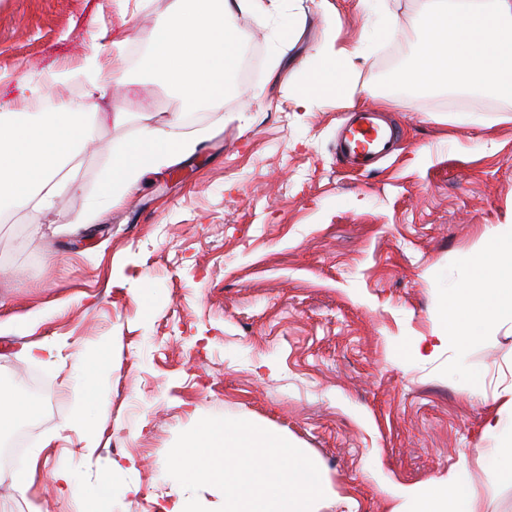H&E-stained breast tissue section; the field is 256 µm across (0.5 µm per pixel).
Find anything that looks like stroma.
<instances>
[{
	"label": "stroma",
	"instance_id": "obj_1",
	"mask_svg": "<svg viewBox=\"0 0 512 512\" xmlns=\"http://www.w3.org/2000/svg\"><path fill=\"white\" fill-rule=\"evenodd\" d=\"M174 0H0V113L18 79L63 67L71 76L33 96L29 112H62L89 89L77 70L96 26L127 125H98V146L76 160L75 189L45 215L0 212V389L46 398L22 460L0 471V512H162L173 479L166 455L205 417L254 420L318 463L357 512H387V482L418 486L493 444L494 396L512 385V330L414 356L432 338L441 289L460 258L512 222V114L487 95L405 96L394 83L420 51L423 0H278L263 18L233 17L256 65L233 76L223 101L185 105L142 64L149 35ZM397 17L379 31L378 12ZM304 19L289 43L293 16ZM360 100L296 109L329 31L353 46ZM401 106L379 103L380 95ZM373 109L401 134L397 150L363 171L336 150L354 111ZM206 129L193 155L149 175L93 224L69 223L99 194L112 150L156 113ZM41 344L51 355L30 356ZM97 370L95 449L76 419L88 400L76 362ZM52 447H43L46 437ZM378 475H370L374 464ZM30 488L19 495L12 474ZM72 473L78 495L53 476Z\"/></svg>",
	"mask_w": 512,
	"mask_h": 512
}]
</instances>
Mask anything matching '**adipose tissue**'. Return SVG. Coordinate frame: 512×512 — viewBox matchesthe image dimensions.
<instances>
[{
	"instance_id": "obj_1",
	"label": "adipose tissue",
	"mask_w": 512,
	"mask_h": 512,
	"mask_svg": "<svg viewBox=\"0 0 512 512\" xmlns=\"http://www.w3.org/2000/svg\"><path fill=\"white\" fill-rule=\"evenodd\" d=\"M255 0H174L169 19L155 24L144 65L170 86L185 104L223 98L226 80L240 63L233 35L234 10L253 9ZM419 25L426 49L397 82L406 91L447 87L486 93L512 106V0H424ZM362 47L335 48L325 42L310 69L308 88L299 108L311 109L324 97L355 101L359 94L356 60ZM122 57L104 60L102 46L92 42L81 70L95 95L72 105L67 118L52 120L41 112L0 114V206L49 213L55 199L73 185L62 171L82 145L94 142L90 119L96 100L111 94L103 77L121 68ZM172 114L144 124L137 136L112 155L97 200L76 216L87 224L101 208L136 191L143 177L192 155L202 134L179 130ZM462 282L447 289L435 309L439 347L466 351L496 328L512 325V224L498 225L478 247L463 254ZM499 411L486 426L495 444L474 468H458L426 486H387L389 512H486L497 488L512 484V387L498 393ZM486 477L477 484L473 470Z\"/></svg>"
}]
</instances>
